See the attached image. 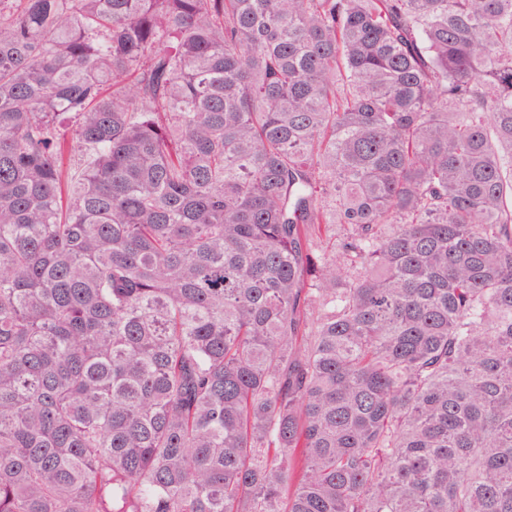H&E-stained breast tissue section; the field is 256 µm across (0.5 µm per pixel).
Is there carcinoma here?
<instances>
[{"instance_id": "obj_1", "label": "carcinoma", "mask_w": 512, "mask_h": 512, "mask_svg": "<svg viewBox=\"0 0 512 512\" xmlns=\"http://www.w3.org/2000/svg\"><path fill=\"white\" fill-rule=\"evenodd\" d=\"M0 512H512V0H0Z\"/></svg>"}]
</instances>
